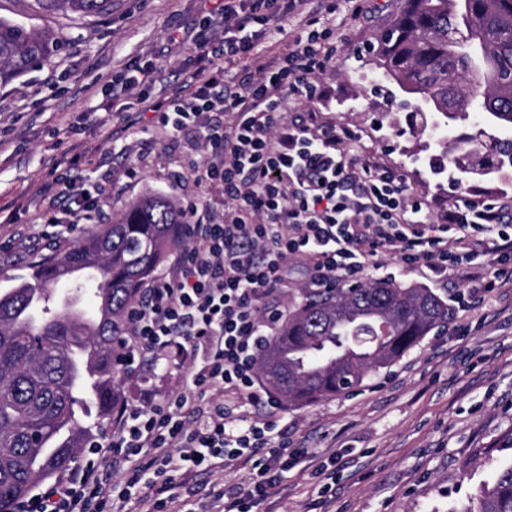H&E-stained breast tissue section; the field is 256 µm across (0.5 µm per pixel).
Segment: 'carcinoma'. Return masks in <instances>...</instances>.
Listing matches in <instances>:
<instances>
[{"instance_id":"obj_1","label":"carcinoma","mask_w":512,"mask_h":512,"mask_svg":"<svg viewBox=\"0 0 512 512\" xmlns=\"http://www.w3.org/2000/svg\"><path fill=\"white\" fill-rule=\"evenodd\" d=\"M112 0H34L48 14H105ZM55 40L0 17V85L47 58ZM376 65L413 101L454 97L433 135L465 175L507 164L512 136V0H404L379 39ZM471 132L460 133L463 124ZM180 210L149 194L68 251L30 266L0 291V512L76 461L122 405L117 357L128 309L179 237ZM79 264L99 275L96 320L43 277ZM429 288L375 280L332 288L288 314L258 359L265 382L290 405L327 398L391 366L448 321ZM95 384L84 385L88 376ZM461 512H512V467Z\"/></svg>"}]
</instances>
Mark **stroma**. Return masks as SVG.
I'll use <instances>...</instances> for the list:
<instances>
[{"mask_svg":"<svg viewBox=\"0 0 512 512\" xmlns=\"http://www.w3.org/2000/svg\"><path fill=\"white\" fill-rule=\"evenodd\" d=\"M357 5L368 16L351 19L335 65L322 79L324 95L292 101V114L312 109L319 123L353 128L355 153L396 171L411 198L436 207L460 195L512 205V177L450 188L420 114L389 96L390 84L369 54L401 0H336V13L350 15ZM200 7L201 0H112L105 15L73 19L35 11L28 0H0V17L60 36L47 61L0 86V208L29 206L25 223H0V240L14 243L11 252H0V290L28 274L33 260L61 255L86 232L81 226L44 233L38 195L52 171L91 190L99 184L98 165H105L112 216L148 193L179 203L191 195L184 160L197 156L195 145L172 140L138 116L183 91L191 58L166 36L191 25ZM149 59L157 80L144 87L143 97L100 109L127 68ZM75 145L85 154L76 164ZM383 262L382 269H367L368 279L391 273L401 285L431 289L448 302L451 316L353 390L286 406L278 427L308 455L282 474L264 512H458L512 466V451L496 446L512 429V288L494 289L475 305L463 301L468 272H495L496 254L478 247L470 263L445 275L402 269L395 255ZM186 371L179 347H169L160 362L143 363L122 378L125 404H138L146 389L159 397L181 390Z\"/></svg>","mask_w":512,"mask_h":512,"instance_id":"1","label":"stroma"}]
</instances>
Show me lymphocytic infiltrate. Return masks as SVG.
Returning <instances> with one entry per match:
<instances>
[{"mask_svg": "<svg viewBox=\"0 0 512 512\" xmlns=\"http://www.w3.org/2000/svg\"><path fill=\"white\" fill-rule=\"evenodd\" d=\"M335 12L330 0H224L198 25L169 33L192 54L191 91L152 104L150 121L206 157L192 165L194 198L182 209L189 245L174 274L130 308L124 360L153 362L179 344L190 365L184 390L161 401L148 392L121 408L104 441L13 512H123L131 500L175 512L190 479L240 459L251 461L250 476L217 490L211 512H260L277 472L306 454L281 438L282 402L256 384L257 356L279 315L260 304L283 286L288 259L308 261L312 285L330 288L363 279L368 259L387 251L404 267L444 273L486 240L502 267L493 282L471 275V301L512 281V223L501 207L461 197L431 213L394 170L350 156L351 130L288 119L289 100L321 92L345 31ZM276 35L284 49L247 68ZM107 200L105 190L88 194L58 175L43 186L42 213L51 227L93 224ZM246 405L264 417L241 419Z\"/></svg>", "mask_w": 512, "mask_h": 512, "instance_id": "1", "label": "lymphocytic infiltrate"}]
</instances>
